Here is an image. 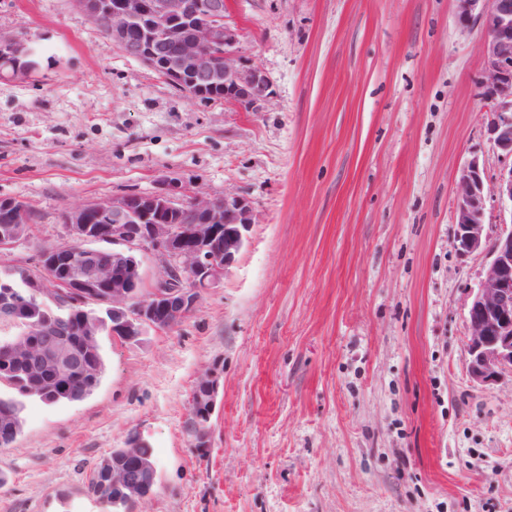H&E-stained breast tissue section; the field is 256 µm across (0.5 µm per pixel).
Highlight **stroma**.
Wrapping results in <instances>:
<instances>
[{
    "mask_svg": "<svg viewBox=\"0 0 512 512\" xmlns=\"http://www.w3.org/2000/svg\"><path fill=\"white\" fill-rule=\"evenodd\" d=\"M225 20L273 81L263 111L178 92L74 0H0V34L40 62L0 79V198L36 225L0 268L37 266L70 209L164 177L257 214L179 328L103 335L82 401L24 399L0 512H104L86 487L132 433L159 482L131 512H512V374L467 373L483 260L453 246L465 162L490 183L512 166L488 139L481 31L456 0H227ZM213 366L201 448L189 401Z\"/></svg>",
    "mask_w": 512,
    "mask_h": 512,
    "instance_id": "obj_1",
    "label": "stroma"
}]
</instances>
